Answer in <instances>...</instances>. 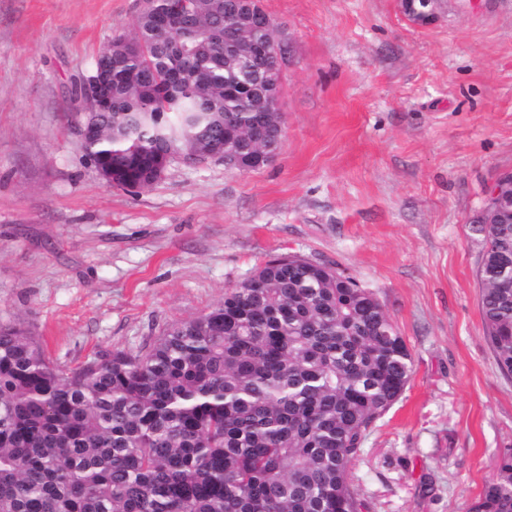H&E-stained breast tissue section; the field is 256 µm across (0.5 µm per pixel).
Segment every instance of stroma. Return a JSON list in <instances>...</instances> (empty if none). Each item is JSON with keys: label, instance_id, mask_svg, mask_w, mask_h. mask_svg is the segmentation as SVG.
I'll return each mask as SVG.
<instances>
[{"label": "stroma", "instance_id": "obj_1", "mask_svg": "<svg viewBox=\"0 0 512 512\" xmlns=\"http://www.w3.org/2000/svg\"><path fill=\"white\" fill-rule=\"evenodd\" d=\"M284 51L277 156L175 163L131 193L87 160L70 88L140 0H0V325L75 368L149 346L273 256L371 289L412 375L353 460L364 512H466L512 451L474 224L512 170V0H261Z\"/></svg>", "mask_w": 512, "mask_h": 512}]
</instances>
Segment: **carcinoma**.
<instances>
[{
    "label": "carcinoma",
    "mask_w": 512,
    "mask_h": 512,
    "mask_svg": "<svg viewBox=\"0 0 512 512\" xmlns=\"http://www.w3.org/2000/svg\"><path fill=\"white\" fill-rule=\"evenodd\" d=\"M196 30L157 33L138 14L112 38V112L95 113L86 156L135 155L144 188L164 147L251 155L282 116L252 104L262 75L207 41L256 39L245 0H195ZM140 46L136 53L127 44ZM186 67L170 90L165 75ZM487 248L480 307L500 370L512 375V218H476ZM411 354L375 294L344 272L278 255L208 312L168 325L146 350L79 370L0 326V512H361L350 466L400 397ZM469 512H512V453ZM208 36L211 41L224 44V57L241 58L242 54L239 50L236 34L232 28H215L208 33Z\"/></svg>",
    "instance_id": "1"
}]
</instances>
